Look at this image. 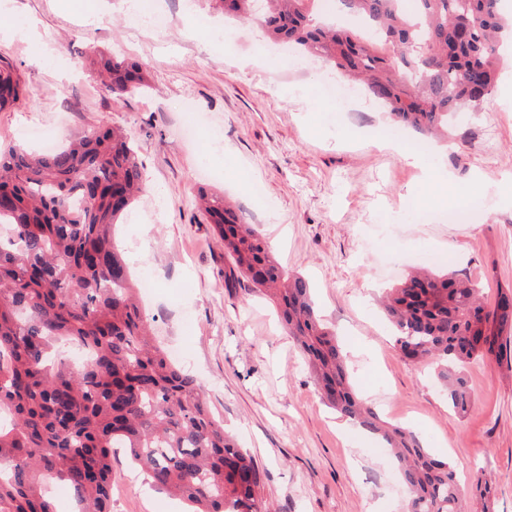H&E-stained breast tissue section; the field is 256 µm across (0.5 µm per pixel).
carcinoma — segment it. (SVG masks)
Here are the masks:
<instances>
[{"label": "carcinoma", "instance_id": "1", "mask_svg": "<svg viewBox=\"0 0 512 512\" xmlns=\"http://www.w3.org/2000/svg\"><path fill=\"white\" fill-rule=\"evenodd\" d=\"M224 16L249 21L275 44L316 57L361 83L399 121L448 140V117L475 112L491 94L512 31L505 0H342L363 31L319 21V0H213ZM112 92L144 86L141 66L104 61ZM20 99L0 60V110ZM146 186L136 150L121 132L97 127L50 156L13 146L0 153V512H55L44 484L67 482L79 512H112V449H127L145 482L183 499L192 512H270L262 473L224 432L193 376L152 336L139 290L113 229ZM234 274L273 302L298 343L324 400L381 436L400 470L406 512H461L467 494L492 512L487 483L464 487L451 465L409 431L386 425L349 382L341 348L316 315L309 284L288 274L253 225L205 197ZM482 286L458 271H416L387 292L383 307L410 360L436 366L453 411L472 408L466 370L475 358L504 357L512 302L493 308ZM91 352L75 366L51 360L57 343Z\"/></svg>", "mask_w": 512, "mask_h": 512}]
</instances>
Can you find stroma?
Instances as JSON below:
<instances>
[{"label": "stroma", "mask_w": 512, "mask_h": 512, "mask_svg": "<svg viewBox=\"0 0 512 512\" xmlns=\"http://www.w3.org/2000/svg\"><path fill=\"white\" fill-rule=\"evenodd\" d=\"M155 5L173 23L164 39L129 30L126 0H0V55L24 88L0 111V147L30 143L38 119L63 141L109 125L137 146L147 190L117 240L134 277L156 281L143 299L154 332L184 349L185 371L259 466L271 512H404V493L374 436L323 401L269 298L225 281L229 262L197 209L215 191L287 273L309 280L361 398L461 480L484 475L494 512H512V366L474 360L472 409L456 415L378 304L414 267L466 272L490 305L512 290V69L419 166L384 148L392 124L367 97L346 117L314 94L322 65L257 56L260 34L246 26L227 51L191 37L201 17L223 27L210 0ZM21 19L32 24L24 38L13 33ZM47 45L55 64L41 58ZM113 55L141 64L143 93L112 94L100 59ZM135 472L114 449L112 512H184L165 492L130 490Z\"/></svg>", "instance_id": "stroma-1"}]
</instances>
